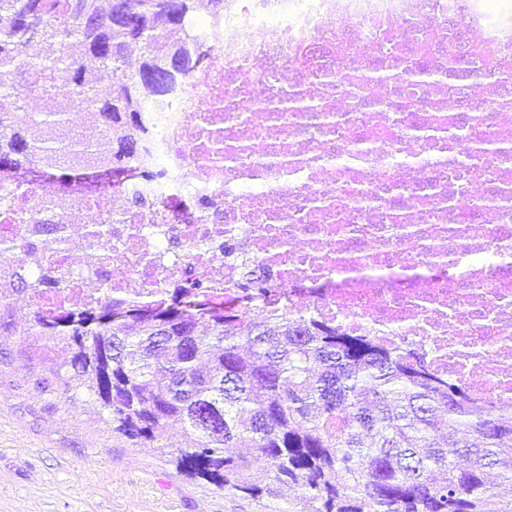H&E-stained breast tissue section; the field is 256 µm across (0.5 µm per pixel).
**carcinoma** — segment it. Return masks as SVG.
Wrapping results in <instances>:
<instances>
[{
	"label": "carcinoma",
	"mask_w": 512,
	"mask_h": 512,
	"mask_svg": "<svg viewBox=\"0 0 512 512\" xmlns=\"http://www.w3.org/2000/svg\"><path fill=\"white\" fill-rule=\"evenodd\" d=\"M202 7L224 0H0V171L44 176L66 153L98 157L107 183L124 173L146 102L198 70L189 42L166 33ZM52 88L85 101L109 137L53 138L71 110L61 98L29 119L27 101ZM3 277L37 292L0 259ZM256 286L241 282L229 305L197 279L155 298L38 304L33 327L59 338L118 430H177L178 465L221 489L296 488L301 512H512V417L475 412L461 385L372 339L286 311L243 316ZM104 310L125 317L102 324Z\"/></svg>",
	"instance_id": "obj_1"
}]
</instances>
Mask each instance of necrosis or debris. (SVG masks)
Returning a JSON list of instances; mask_svg holds the SVG:
<instances>
[{
  "label": "necrosis or debris",
  "mask_w": 512,
  "mask_h": 512,
  "mask_svg": "<svg viewBox=\"0 0 512 512\" xmlns=\"http://www.w3.org/2000/svg\"><path fill=\"white\" fill-rule=\"evenodd\" d=\"M198 74L137 120L108 191L0 175V248L33 223L32 283L55 297L150 296L203 280L247 315L300 314L419 352L477 409L512 417V0H224L190 17ZM108 241L89 268L70 227Z\"/></svg>",
  "instance_id": "1"
}]
</instances>
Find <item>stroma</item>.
<instances>
[{"label":"stroma","mask_w":512,"mask_h":512,"mask_svg":"<svg viewBox=\"0 0 512 512\" xmlns=\"http://www.w3.org/2000/svg\"><path fill=\"white\" fill-rule=\"evenodd\" d=\"M32 311L0 291V512H298L297 492L253 498L178 467L177 431H118Z\"/></svg>","instance_id":"35a3bbf8"}]
</instances>
